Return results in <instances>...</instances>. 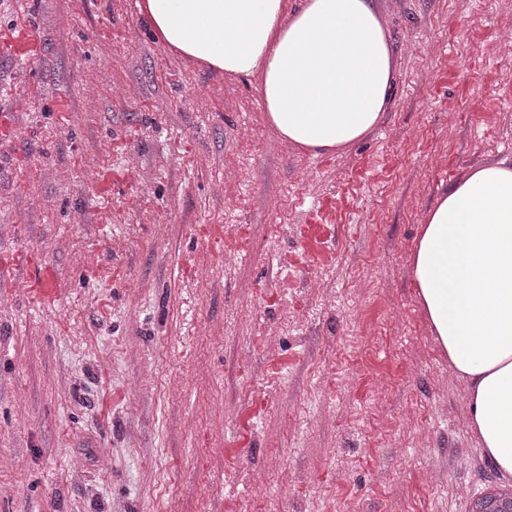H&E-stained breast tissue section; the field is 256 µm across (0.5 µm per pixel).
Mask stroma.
<instances>
[{
	"label": "stroma",
	"instance_id": "1",
	"mask_svg": "<svg viewBox=\"0 0 512 512\" xmlns=\"http://www.w3.org/2000/svg\"><path fill=\"white\" fill-rule=\"evenodd\" d=\"M140 2L0 0V512H468L501 478L410 266L512 156V0H385L387 110L318 155Z\"/></svg>",
	"mask_w": 512,
	"mask_h": 512
}]
</instances>
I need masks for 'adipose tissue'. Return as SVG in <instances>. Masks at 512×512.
<instances>
[{"instance_id": "adipose-tissue-1", "label": "adipose tissue", "mask_w": 512, "mask_h": 512, "mask_svg": "<svg viewBox=\"0 0 512 512\" xmlns=\"http://www.w3.org/2000/svg\"><path fill=\"white\" fill-rule=\"evenodd\" d=\"M183 58L257 79L269 123L316 153L368 137L396 58L383 0H143ZM411 276L430 333L469 395L483 456L512 478V158L472 166L425 214Z\"/></svg>"}]
</instances>
